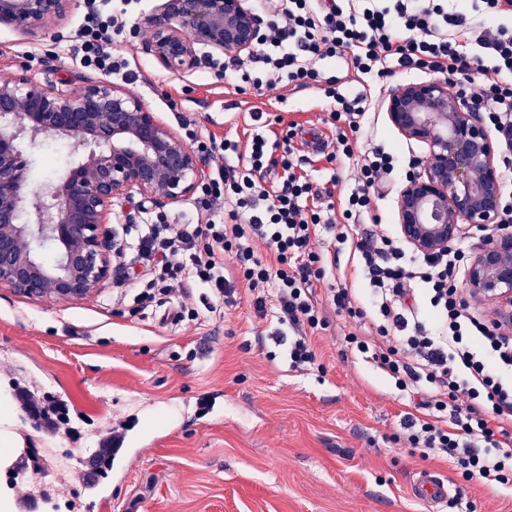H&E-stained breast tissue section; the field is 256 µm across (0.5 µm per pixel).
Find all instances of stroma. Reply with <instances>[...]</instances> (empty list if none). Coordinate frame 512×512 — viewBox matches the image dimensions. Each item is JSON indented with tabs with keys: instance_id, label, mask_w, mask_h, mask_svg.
I'll return each mask as SVG.
<instances>
[{
	"instance_id": "35a3bbf8",
	"label": "stroma",
	"mask_w": 512,
	"mask_h": 512,
	"mask_svg": "<svg viewBox=\"0 0 512 512\" xmlns=\"http://www.w3.org/2000/svg\"><path fill=\"white\" fill-rule=\"evenodd\" d=\"M160 3L139 0L115 44L137 74L127 89L147 110L192 149L211 137L247 144L252 128L245 116L262 111L269 139L290 123L299 137L322 134L317 150L299 148L294 156L332 201L355 187V161L326 159L336 149V129L317 92L281 84L260 96L241 95L208 64L175 74L150 55L142 21ZM84 12L77 6L55 37L31 39L0 25V80L23 66L41 82L80 74L72 34ZM426 79L401 70L376 93L357 153L382 145L405 161L425 159L426 144L405 140L390 124L386 104L391 87ZM30 159L35 190L76 161L69 138L56 135L46 136ZM403 183L398 172L384 179L370 215L356 226L358 236L397 235ZM142 204L153 220L170 224L207 217L193 196L170 205H147L136 196L116 201L112 224L124 223ZM313 247L335 256L347 287L368 288L366 273L328 235ZM121 276L113 270L97 294L82 300H34L0 288V418L10 422L0 440L14 443L25 434L34 446L50 434L64 454L146 440L126 480L111 472L99 481L112 494V512H454L448 503L431 505L414 495L423 471L452 480L474 512H512V481L477 486L409 445L400 419L414 400L343 342L345 334L368 333L376 310L361 324L329 315L326 328L312 335L315 365L295 371L246 285L213 312L199 287L187 297L178 291L140 304L137 288L119 287ZM184 303L190 315L164 321ZM30 398L64 403L65 422L35 427L21 409Z\"/></svg>"
}]
</instances>
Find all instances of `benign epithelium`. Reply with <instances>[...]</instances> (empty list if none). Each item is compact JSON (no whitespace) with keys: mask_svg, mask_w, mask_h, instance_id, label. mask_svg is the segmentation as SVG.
Returning <instances> with one entry per match:
<instances>
[{"mask_svg":"<svg viewBox=\"0 0 512 512\" xmlns=\"http://www.w3.org/2000/svg\"><path fill=\"white\" fill-rule=\"evenodd\" d=\"M77 0H0V24L38 37L59 27ZM143 24L147 51L174 73L199 67L200 49L240 60L258 26L248 0H163ZM392 126L428 145L422 170L397 201L401 238L414 251L448 249L463 227L498 223L499 142L448 80L401 84L387 101ZM49 134L73 138L78 163L57 183L30 188L27 149ZM200 159L182 136L110 82L81 76L42 85L26 72L0 82V288L37 300H81L109 278L112 202L139 194L176 203L198 184ZM472 300L493 304L512 335V232L479 239L468 266Z\"/></svg>","mask_w":512,"mask_h":512,"instance_id":"7a95c632","label":"benign epithelium"}]
</instances>
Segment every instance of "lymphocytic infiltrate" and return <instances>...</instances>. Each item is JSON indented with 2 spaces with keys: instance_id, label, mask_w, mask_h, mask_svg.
I'll list each match as a JSON object with an SVG mask.
<instances>
[{
  "instance_id": "1",
  "label": "lymphocytic infiltrate",
  "mask_w": 512,
  "mask_h": 512,
  "mask_svg": "<svg viewBox=\"0 0 512 512\" xmlns=\"http://www.w3.org/2000/svg\"><path fill=\"white\" fill-rule=\"evenodd\" d=\"M254 2L260 35L252 68L229 73V85L244 83L256 92L283 82L319 89L330 101L336 142L350 158L366 112V85L383 82L400 68L444 76L471 110L502 134L503 175L512 176V29L503 24L512 11L502 0H481L479 19L464 6L449 8L448 0ZM122 30L107 0H88L75 36L76 64L133 80L126 59L112 49ZM487 69L493 76L486 80ZM352 82L361 84L360 92H347ZM295 135L292 129L285 132L279 160L258 131L244 154L229 138L199 141L202 154L228 160L201 187L206 222L122 227L120 259L147 272L141 301L194 282L220 304L234 294L237 282H245L257 293V313H274L291 331L289 364L304 369L316 362L308 330L326 326L313 287L332 269L311 242L325 230L338 244H355L370 289L363 296L344 286L332 289L331 303L350 321L362 319L364 305H371L382 322L377 339L351 334L347 348L371 360L400 392H428L419 413L404 415L412 447L445 459L467 480L507 483L512 383L501 373L512 371V338L498 334L492 321L470 314L458 287L465 251L453 245L438 255L410 257L387 235L354 241L353 226L368 212L371 191L393 172L396 154L380 146L364 153L357 186L341 205L325 204L314 182L295 172L290 158ZM239 155L243 163L233 164ZM258 240L265 254L256 252Z\"/></svg>"
}]
</instances>
